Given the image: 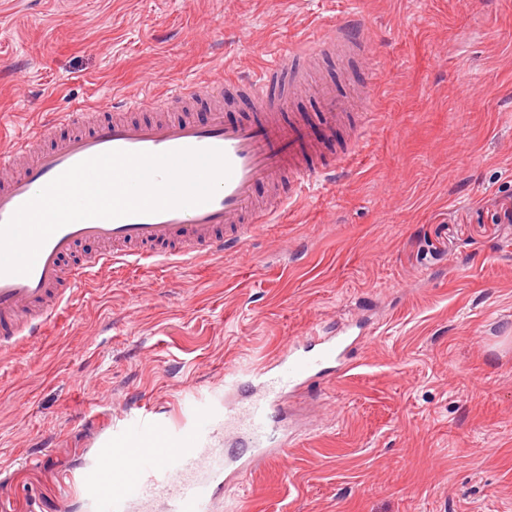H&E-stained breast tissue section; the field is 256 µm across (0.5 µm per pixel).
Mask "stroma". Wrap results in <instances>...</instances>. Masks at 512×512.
I'll return each instance as SVG.
<instances>
[{"label":"stroma","mask_w":512,"mask_h":512,"mask_svg":"<svg viewBox=\"0 0 512 512\" xmlns=\"http://www.w3.org/2000/svg\"><path fill=\"white\" fill-rule=\"evenodd\" d=\"M343 23L366 53L316 79L360 98L348 168L223 259L80 287L0 367V512H89L66 478L116 423L182 420L226 370L337 325L355 368L289 396L287 447L218 512H512V0H0V146Z\"/></svg>","instance_id":"35a3bbf8"}]
</instances>
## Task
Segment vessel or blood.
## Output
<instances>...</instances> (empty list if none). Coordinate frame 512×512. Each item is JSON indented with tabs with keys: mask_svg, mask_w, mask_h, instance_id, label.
I'll use <instances>...</instances> for the list:
<instances>
[{
	"mask_svg": "<svg viewBox=\"0 0 512 512\" xmlns=\"http://www.w3.org/2000/svg\"><path fill=\"white\" fill-rule=\"evenodd\" d=\"M348 29L316 41L307 52L269 60L250 77L224 82L226 96L247 108L246 118L226 121L221 104L211 103L206 119L181 109L199 103L201 90L184 85L162 98H138L114 113H57L41 127L48 146L15 139L0 152V223L73 165L102 153H165L182 149L221 150L230 176L202 204L114 219L89 218L65 225L40 249L30 274L0 275V362L42 336L45 325L71 304L77 286L114 265L178 268L236 252L273 223L282 199L261 204L257 189L290 175V187L327 179L345 167L349 154L320 167L322 155L346 109L335 87L318 90L316 118L284 120L283 88H296L310 57L355 49ZM317 121L324 137L307 136ZM95 251L86 257L84 246ZM354 338L347 331L291 344L277 372L250 386L246 400L223 399L221 391L190 399L188 421L176 424L155 412L114 428L99 461L70 476L91 512H214L227 479L221 429L233 425L250 462L264 459L273 415L284 395L316 381L327 369L337 374L352 365Z\"/></svg>",
	"mask_w": 512,
	"mask_h": 512,
	"instance_id": "vessel-or-blood-1",
	"label": "vessel or blood"
}]
</instances>
